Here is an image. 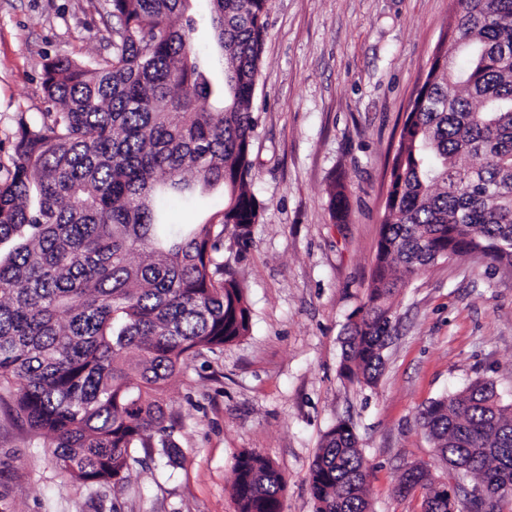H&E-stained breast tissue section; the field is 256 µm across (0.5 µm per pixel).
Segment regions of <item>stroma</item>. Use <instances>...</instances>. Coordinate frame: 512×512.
Instances as JSON below:
<instances>
[{
  "label": "stroma",
  "instance_id": "stroma-1",
  "mask_svg": "<svg viewBox=\"0 0 512 512\" xmlns=\"http://www.w3.org/2000/svg\"><path fill=\"white\" fill-rule=\"evenodd\" d=\"M110 10V0H0V182L22 122L52 108L46 60L104 57ZM450 20L451 0H272L248 178L260 219L248 242L224 236L251 329L223 353L190 359L167 386L180 465L155 453L117 489L80 487L2 400L0 512H238L233 466L245 449L285 476L283 512H314L310 465L340 420L365 458L373 512H423V490L398 491L412 465L448 478L418 423L423 407L478 379L512 401V272L438 261L403 288L376 384L348 382L340 365L405 113ZM338 186L342 224L329 212ZM223 206L216 189L172 204L168 222L203 223Z\"/></svg>",
  "mask_w": 512,
  "mask_h": 512
}]
</instances>
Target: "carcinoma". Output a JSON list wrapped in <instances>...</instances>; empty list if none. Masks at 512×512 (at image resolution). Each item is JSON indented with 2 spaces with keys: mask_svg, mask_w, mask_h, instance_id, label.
I'll use <instances>...</instances> for the list:
<instances>
[{
  "mask_svg": "<svg viewBox=\"0 0 512 512\" xmlns=\"http://www.w3.org/2000/svg\"><path fill=\"white\" fill-rule=\"evenodd\" d=\"M209 2L223 80L194 47L190 0H111L107 55L45 63L55 111L22 124L0 183V391L86 488L121 486L140 449L176 462L169 381L250 331L224 233L244 237L259 220L250 108L270 0ZM453 5L458 25L403 124L371 286L344 341L340 375L365 385L383 370L406 280L452 257L512 269V0ZM219 185L224 208L210 222L163 230L168 199ZM419 421L452 479L478 474L512 501V404L494 383L430 401ZM234 473L240 512H281L286 481L268 459L242 451ZM367 477L352 427L338 422L310 466L315 512H371ZM432 485L409 472L400 491L419 487L424 512H448Z\"/></svg>",
  "mask_w": 512,
  "mask_h": 512,
  "instance_id": "1",
  "label": "carcinoma"
}]
</instances>
